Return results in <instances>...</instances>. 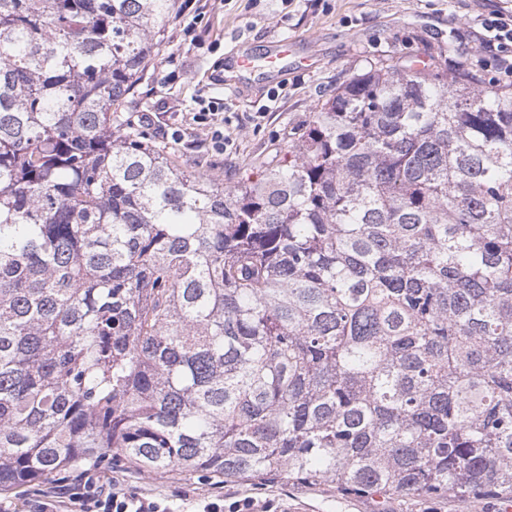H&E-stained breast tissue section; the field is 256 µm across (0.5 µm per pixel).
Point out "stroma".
<instances>
[{
    "label": "stroma",
    "instance_id": "obj_1",
    "mask_svg": "<svg viewBox=\"0 0 512 512\" xmlns=\"http://www.w3.org/2000/svg\"><path fill=\"white\" fill-rule=\"evenodd\" d=\"M500 7L511 8L512 0H210L196 30L201 48L187 50L177 20H170L159 59L119 110L135 124L162 99L178 112L195 111L202 96L223 99L233 147L212 151L205 131L196 129L171 150L185 169L230 186L265 166L291 129L306 124L337 86L370 64L432 57L453 62L464 54L480 63L485 82H512V72L500 66L496 52L483 47L477 34L481 19ZM285 38L295 40L296 56L316 57L319 65L289 75L277 100L242 93L226 81L225 58L238 44L260 56L270 43ZM112 474L144 495L173 499L186 492L200 498L220 492L228 503L246 497L273 502L277 512H500L499 499L490 497L467 505L447 495L383 500L345 494L332 483L275 479L222 485L213 477L159 475L129 465L113 468Z\"/></svg>",
    "mask_w": 512,
    "mask_h": 512
}]
</instances>
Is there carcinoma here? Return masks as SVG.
Masks as SVG:
<instances>
[{
    "mask_svg": "<svg viewBox=\"0 0 512 512\" xmlns=\"http://www.w3.org/2000/svg\"><path fill=\"white\" fill-rule=\"evenodd\" d=\"M175 6L0 0V489L512 499V86L374 68L226 188L112 111Z\"/></svg>",
    "mask_w": 512,
    "mask_h": 512,
    "instance_id": "1",
    "label": "carcinoma"
}]
</instances>
